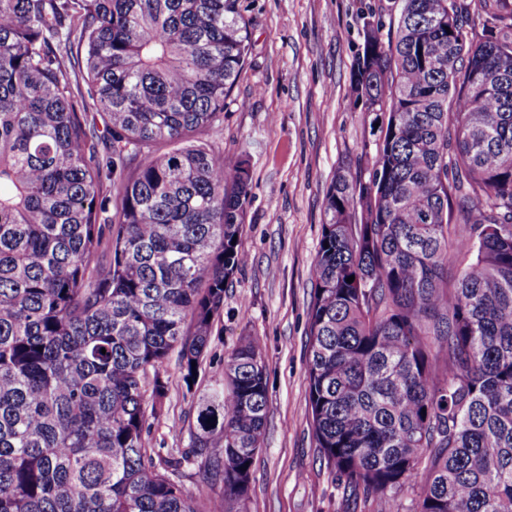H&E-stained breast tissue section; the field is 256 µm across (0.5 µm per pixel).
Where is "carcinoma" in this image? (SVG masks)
<instances>
[{
	"label": "carcinoma",
	"mask_w": 512,
	"mask_h": 512,
	"mask_svg": "<svg viewBox=\"0 0 512 512\" xmlns=\"http://www.w3.org/2000/svg\"><path fill=\"white\" fill-rule=\"evenodd\" d=\"M478 3L472 38L463 0L361 17L350 97L386 106L383 141L325 194L306 379L316 447L369 512H512V0ZM247 55L239 0H0V512H206L174 479L202 457L247 496L257 339L189 448L146 449L159 368L176 349L196 380L243 263L250 171L203 135Z\"/></svg>",
	"instance_id": "obj_1"
}]
</instances>
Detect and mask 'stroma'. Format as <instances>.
<instances>
[{"label":"stroma","mask_w":512,"mask_h":512,"mask_svg":"<svg viewBox=\"0 0 512 512\" xmlns=\"http://www.w3.org/2000/svg\"><path fill=\"white\" fill-rule=\"evenodd\" d=\"M247 22V64L209 141L225 166L247 160L250 202L238 249L244 264L224 290L194 385L177 357L161 367L163 414L148 441L163 454L184 450L192 406L224 375V361L244 339H259L267 372V416L244 507L232 512H350L313 435L306 360L313 300L310 271L324 222L326 189L339 164L369 165L370 116L348 94L361 43L360 17L379 0H240ZM204 507L224 498L201 463L177 475Z\"/></svg>","instance_id":"1"}]
</instances>
